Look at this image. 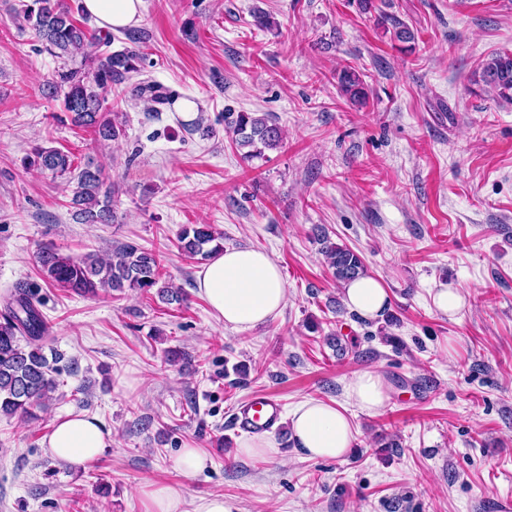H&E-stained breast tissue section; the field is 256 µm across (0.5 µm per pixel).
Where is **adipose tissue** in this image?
I'll return each instance as SVG.
<instances>
[{"instance_id": "ef3b65f1", "label": "adipose tissue", "mask_w": 512, "mask_h": 512, "mask_svg": "<svg viewBox=\"0 0 512 512\" xmlns=\"http://www.w3.org/2000/svg\"><path fill=\"white\" fill-rule=\"evenodd\" d=\"M85 12L108 31L136 26L142 0H83ZM197 292L218 320L235 329H249L278 316L286 288L276 263L268 254L249 248L224 250L213 256L197 275ZM348 308L367 319L382 317L389 293L375 277L350 282L344 290ZM348 399L370 413L382 410L388 393L374 371L356 375L346 388ZM291 436L297 449L310 459H341L354 446V428L344 408L320 401L300 404L290 415ZM112 446V434L97 419L84 414L59 418L45 440V452L56 461L83 468ZM146 512H238L236 504L220 494L188 502L183 487L146 481L140 487Z\"/></svg>"}]
</instances>
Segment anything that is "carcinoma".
I'll list each match as a JSON object with an SVG mask.
<instances>
[{
  "instance_id": "1",
  "label": "carcinoma",
  "mask_w": 512,
  "mask_h": 512,
  "mask_svg": "<svg viewBox=\"0 0 512 512\" xmlns=\"http://www.w3.org/2000/svg\"><path fill=\"white\" fill-rule=\"evenodd\" d=\"M18 17L33 33L37 52L63 61L47 84V95L63 91V112L73 125L91 130L94 142L103 144L117 139L120 128L103 112L101 94L141 75L139 52L128 47L111 50L112 36L98 37L78 24L65 0H29L21 4ZM381 24L393 41L408 44L415 40L414 32L396 17L383 15ZM337 80L350 100L361 103L366 99L364 83L355 70L342 68ZM475 83L490 88L500 98L512 100V50L493 53L482 63ZM135 91L155 112L169 100L161 86L145 79L136 83ZM224 126L237 145L247 149L243 158L248 161L264 157V150L275 149L282 141L280 128L256 112H226ZM24 164L74 185L71 203L79 223H112L115 190L106 183L102 166L89 159L76 169L72 155L55 148L36 149L34 157L25 158ZM177 241L182 252L202 259L224 250V235L209 224L183 227ZM319 242L336 282L346 283L366 275L357 252L325 234ZM37 262L49 282L87 295L107 289L148 291L162 278L158 256L132 243L116 246L107 257L95 253L72 256L47 244L40 247ZM39 304L29 288L18 286L0 313V415L35 417V410L45 406L59 385L56 375L61 354L53 350L48 357L43 352L50 327Z\"/></svg>"
}]
</instances>
